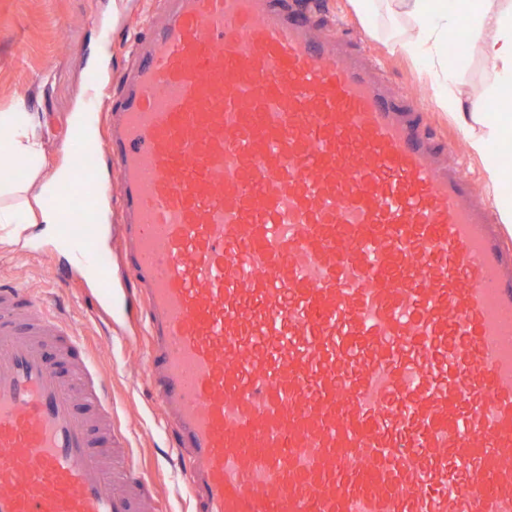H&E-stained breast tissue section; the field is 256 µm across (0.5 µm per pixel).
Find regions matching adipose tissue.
Here are the masks:
<instances>
[{"mask_svg":"<svg viewBox=\"0 0 512 512\" xmlns=\"http://www.w3.org/2000/svg\"><path fill=\"white\" fill-rule=\"evenodd\" d=\"M401 13L411 22L415 38L396 36L390 39L391 51L415 56L430 41H443L451 28L459 25L479 34L487 60L493 67L496 83L495 99L512 98V8H501L497 0H454L452 8L440 7L437 0H398ZM440 102L461 128H469L474 115H481L483 128L470 135L471 152L483 161V177L490 189H498L504 171L494 151L503 125L512 124V113L498 111L479 114V100L462 102L460 95L443 93ZM39 117L28 111L24 102H17L8 112H0V152L9 154L25 177L14 181L0 177V224H56L68 199L60 197L56 206L43 204L46 195L67 183L69 169H62L52 178L42 176L44 148L39 134Z\"/></svg>","mask_w":512,"mask_h":512,"instance_id":"1","label":"adipose tissue"}]
</instances>
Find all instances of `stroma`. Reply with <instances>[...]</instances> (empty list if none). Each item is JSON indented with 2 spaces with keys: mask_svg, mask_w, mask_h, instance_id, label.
<instances>
[{
  "mask_svg": "<svg viewBox=\"0 0 512 512\" xmlns=\"http://www.w3.org/2000/svg\"><path fill=\"white\" fill-rule=\"evenodd\" d=\"M314 3L324 34H335L341 27L356 37L388 78L447 136L454 158L481 174V159L471 154L463 133L439 107L437 87L417 76L418 70L434 65V57L425 52L411 58L388 48L392 34L412 33L394 0H376L375 11L365 18L352 0ZM166 7L165 0H0V111L22 100L29 111L39 113L45 173L68 161L72 119L86 107L91 81L103 85L105 100H117L122 79L136 62L133 43L159 23ZM451 66L462 97L489 95L493 71L480 40L465 38L462 55ZM106 205L109 225L103 250L112 256V286L124 294L133 282L116 233L122 221L119 197L109 196ZM2 284L30 289L53 317L76 328L108 377L115 423L126 434L135 463L155 481L161 512H191L179 479L181 463L169 451V436L143 383L146 353L136 306H129L124 321L109 325L97 303L96 284L54 236L17 224L0 226Z\"/></svg>",
  "mask_w": 512,
  "mask_h": 512,
  "instance_id": "1",
  "label": "stroma"
}]
</instances>
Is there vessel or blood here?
I'll list each match as a JSON object with an SVG mask.
<instances>
[{
	"mask_svg": "<svg viewBox=\"0 0 512 512\" xmlns=\"http://www.w3.org/2000/svg\"><path fill=\"white\" fill-rule=\"evenodd\" d=\"M107 140L146 382L193 512H512V243L364 49L168 0ZM58 240L100 275L71 138ZM0 289V512H157L76 331Z\"/></svg>",
	"mask_w": 512,
	"mask_h": 512,
	"instance_id": "1",
	"label": "vessel or blood"
}]
</instances>
